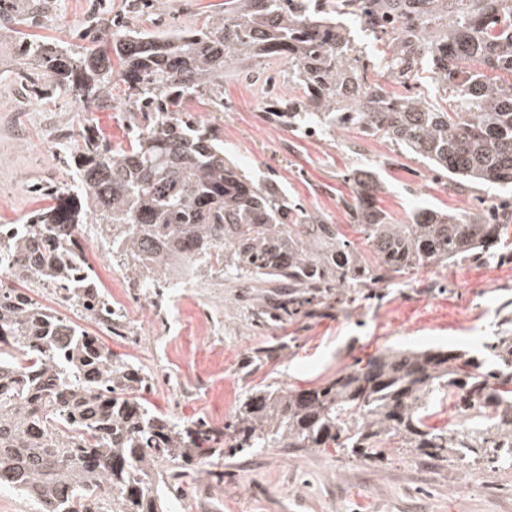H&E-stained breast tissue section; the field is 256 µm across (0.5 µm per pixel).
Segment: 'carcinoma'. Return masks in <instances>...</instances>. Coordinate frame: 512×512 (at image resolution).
Instances as JSON below:
<instances>
[{"instance_id": "cac0c4a2", "label": "carcinoma", "mask_w": 512, "mask_h": 512, "mask_svg": "<svg viewBox=\"0 0 512 512\" xmlns=\"http://www.w3.org/2000/svg\"><path fill=\"white\" fill-rule=\"evenodd\" d=\"M351 16L380 41L370 48L339 20ZM101 38L21 40L22 56L47 76L45 95L84 105L112 102L124 85L130 133L114 149L89 126L66 147L76 182L63 205L31 212L30 239L0 241L18 262L68 290L82 278L72 228L88 224L146 288L170 284L190 263L256 288H282L273 317H292L334 294L396 285L419 269L489 255L503 244L512 201L458 215L417 207L404 222L378 201L380 176L350 174L346 203L366 258L339 225L306 209L274 178H259L224 153L223 131L194 119L189 104L224 106V77L268 57L288 60V95L265 110L284 130L335 136L345 129L388 141L459 182L512 186V0H224L201 28L142 31L106 11ZM388 74L402 88L386 89ZM433 82L442 97L417 91ZM118 326L102 291L83 305ZM0 491L27 495L37 512H171L182 484L214 457L252 448H303L382 459L394 442L438 460L462 450L470 463L512 466V336L472 351L397 348L356 362L309 389L259 387L225 427L180 422L143 397L151 379L86 330L15 288L0 285ZM460 422L429 424L440 402ZM165 463L168 479L155 467Z\"/></svg>"}]
</instances>
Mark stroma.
Wrapping results in <instances>:
<instances>
[{
    "label": "stroma",
    "mask_w": 512,
    "mask_h": 512,
    "mask_svg": "<svg viewBox=\"0 0 512 512\" xmlns=\"http://www.w3.org/2000/svg\"><path fill=\"white\" fill-rule=\"evenodd\" d=\"M221 0H163L159 11L129 14L128 0H7L16 20L0 28V224L24 223L57 204L74 186L58 134L94 127L112 144L125 142L121 100L101 109L64 96L43 98L36 65L20 54L21 35L83 44L97 39L90 18L101 7L146 30L201 26ZM288 66L265 59L256 74L224 80V108L194 103L197 118L216 123L224 148L243 166L276 179L302 205L331 224H350L349 174L373 167L382 179L381 206L406 219L433 204L465 214L498 204L487 185L455 186L389 142L353 131L317 138L274 128L263 112L266 78L288 82ZM103 284L119 282L131 314L121 335L105 336L153 377L149 400L172 417L223 428L254 386L309 388L389 346L469 350L512 321V246L495 257L445 269H422L407 283L368 288L353 303L325 300L315 314L282 322L256 317L248 283L220 288H167L142 294L118 257L94 255ZM222 483L200 465L177 512H512V468L423 459L390 450L384 462L317 456L300 448H262L220 460Z\"/></svg>",
    "instance_id": "stroma-1"
}]
</instances>
